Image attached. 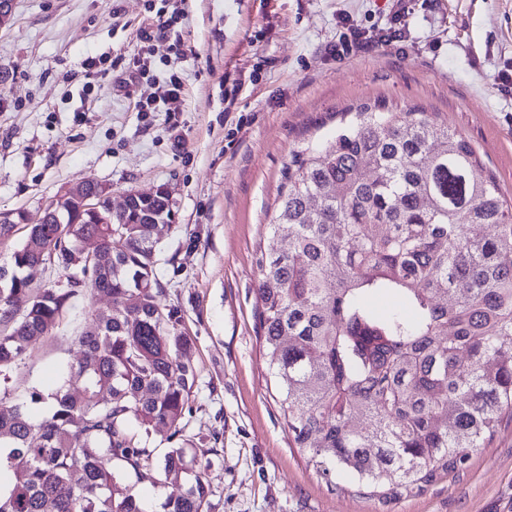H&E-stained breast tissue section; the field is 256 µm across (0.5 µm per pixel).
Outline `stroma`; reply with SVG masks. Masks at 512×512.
<instances>
[{
	"label": "stroma",
	"instance_id": "35a3bbf8",
	"mask_svg": "<svg viewBox=\"0 0 512 512\" xmlns=\"http://www.w3.org/2000/svg\"><path fill=\"white\" fill-rule=\"evenodd\" d=\"M162 0H15L0 29V219L37 223L64 186L108 187L113 204L166 185L162 301L178 305L196 372L184 436L208 512H512V421L465 467L388 503L331 489L293 444L260 339L257 257L292 155L329 141L345 109L417 107L467 140L512 203V0H186L183 111L136 112L152 84L116 67L86 93L87 58L132 53ZM398 41L343 60L342 19ZM105 294H86L10 372L11 399L57 382Z\"/></svg>",
	"mask_w": 512,
	"mask_h": 512
}]
</instances>
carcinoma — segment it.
Wrapping results in <instances>:
<instances>
[{
	"mask_svg": "<svg viewBox=\"0 0 512 512\" xmlns=\"http://www.w3.org/2000/svg\"><path fill=\"white\" fill-rule=\"evenodd\" d=\"M478 168L460 135L383 99L343 113L332 141L288 165L257 259L260 338L294 447L330 485L347 472L358 495H411L512 418V206ZM111 218L30 224L0 264V383L84 289L110 299L78 335L82 358L30 393L46 415L0 398V512H147L128 469L182 480L163 512H205L189 440L157 462L148 448L155 428L183 436L196 378L182 310L159 302L155 221L172 223L174 204L158 194ZM38 262L66 287L33 286ZM370 294L404 296L412 316L376 317Z\"/></svg>",
	"mask_w": 512,
	"mask_h": 512,
	"instance_id": "obj_1",
	"label": "carcinoma"
}]
</instances>
